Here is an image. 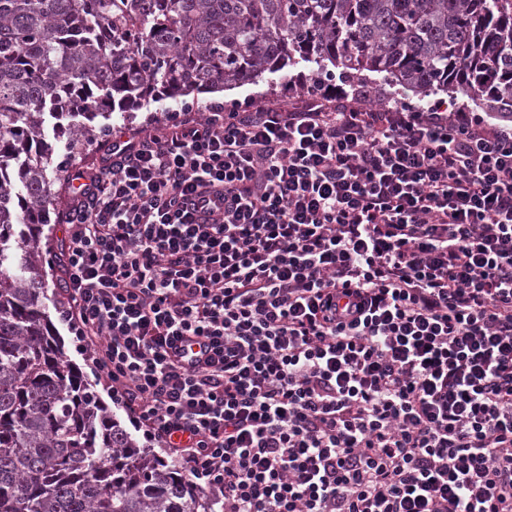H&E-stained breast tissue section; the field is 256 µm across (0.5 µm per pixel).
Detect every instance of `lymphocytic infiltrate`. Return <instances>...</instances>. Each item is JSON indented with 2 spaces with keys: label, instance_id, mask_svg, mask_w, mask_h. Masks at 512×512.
<instances>
[{
  "label": "lymphocytic infiltrate",
  "instance_id": "lymphocytic-infiltrate-1",
  "mask_svg": "<svg viewBox=\"0 0 512 512\" xmlns=\"http://www.w3.org/2000/svg\"><path fill=\"white\" fill-rule=\"evenodd\" d=\"M72 178L62 317L222 512H512V128L310 90Z\"/></svg>",
  "mask_w": 512,
  "mask_h": 512
}]
</instances>
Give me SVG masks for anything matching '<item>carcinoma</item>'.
Segmentation results:
<instances>
[{
    "instance_id": "1",
    "label": "carcinoma",
    "mask_w": 512,
    "mask_h": 512,
    "mask_svg": "<svg viewBox=\"0 0 512 512\" xmlns=\"http://www.w3.org/2000/svg\"><path fill=\"white\" fill-rule=\"evenodd\" d=\"M301 62L318 87L341 65L512 120V0H0V512H213L64 360L41 246L54 155L116 112Z\"/></svg>"
}]
</instances>
